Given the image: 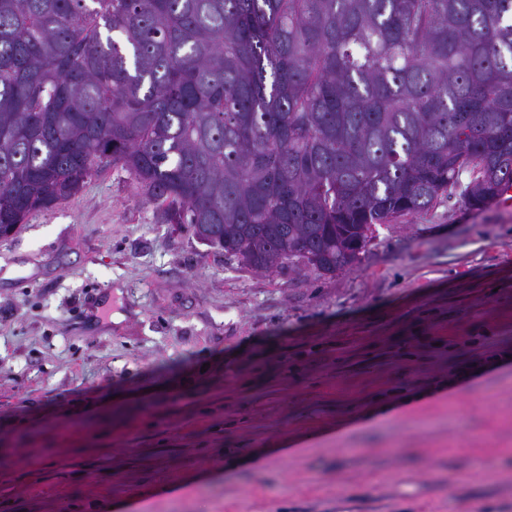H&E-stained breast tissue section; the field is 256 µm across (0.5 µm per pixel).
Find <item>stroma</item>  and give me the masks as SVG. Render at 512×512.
<instances>
[{
	"label": "stroma",
	"instance_id": "35a3bbf8",
	"mask_svg": "<svg viewBox=\"0 0 512 512\" xmlns=\"http://www.w3.org/2000/svg\"><path fill=\"white\" fill-rule=\"evenodd\" d=\"M121 168L0 238V512H512V204L241 266Z\"/></svg>",
	"mask_w": 512,
	"mask_h": 512
}]
</instances>
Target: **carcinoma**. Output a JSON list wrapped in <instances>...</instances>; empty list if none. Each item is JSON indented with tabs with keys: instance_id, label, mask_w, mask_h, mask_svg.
Returning <instances> with one entry per match:
<instances>
[{
	"instance_id": "carcinoma-1",
	"label": "carcinoma",
	"mask_w": 512,
	"mask_h": 512,
	"mask_svg": "<svg viewBox=\"0 0 512 512\" xmlns=\"http://www.w3.org/2000/svg\"><path fill=\"white\" fill-rule=\"evenodd\" d=\"M111 165L245 267L350 269L512 182V0H0V237Z\"/></svg>"
}]
</instances>
